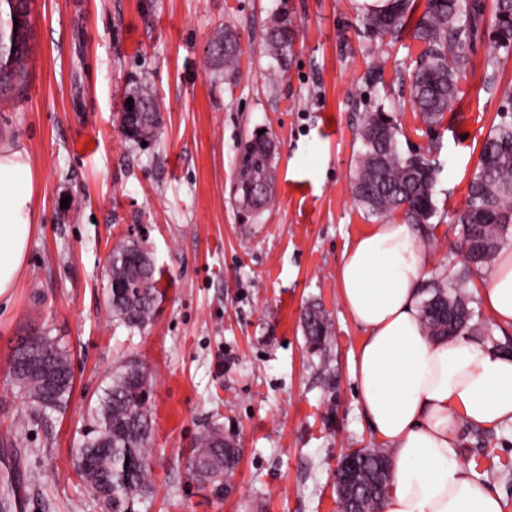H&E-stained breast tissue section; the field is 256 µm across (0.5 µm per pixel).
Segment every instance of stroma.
Returning a JSON list of instances; mask_svg holds the SVG:
<instances>
[{"instance_id": "obj_1", "label": "stroma", "mask_w": 512, "mask_h": 512, "mask_svg": "<svg viewBox=\"0 0 512 512\" xmlns=\"http://www.w3.org/2000/svg\"><path fill=\"white\" fill-rule=\"evenodd\" d=\"M297 24L285 73L263 48L271 16ZM362 0H32L22 92L0 101V145H23L38 172L37 226L26 273L0 302V476L22 512H105L73 474V450L107 377L130 360L153 376L149 458L154 492L135 512H337L334 472L347 450L373 448L352 360L362 332L339 296L337 267L371 219L353 199L359 128L377 106L402 129V153L441 143L438 215L422 241L432 275L451 274L457 218L482 144L512 116V49L478 36L459 99L429 130L410 103L408 68L421 46L368 41ZM242 55L235 80L210 58L223 27ZM376 82H368L373 69ZM146 83L161 107L158 136L126 138L129 88ZM277 145L274 201L242 221L231 193L242 140ZM68 208H61V199ZM140 226L161 292L145 330L106 310L113 246ZM469 288L480 329L471 340L512 343ZM320 305L332 328L330 379L305 342L301 317ZM50 330L72 359L63 412L26 420L9 376L15 342ZM240 448L230 484H198L187 455L211 426ZM512 512V424H461L457 460Z\"/></svg>"}]
</instances>
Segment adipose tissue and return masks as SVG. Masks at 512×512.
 <instances>
[{
    "label": "adipose tissue",
    "instance_id": "ef3b65f1",
    "mask_svg": "<svg viewBox=\"0 0 512 512\" xmlns=\"http://www.w3.org/2000/svg\"><path fill=\"white\" fill-rule=\"evenodd\" d=\"M36 177L22 147H0V299L26 270L36 224ZM431 260L414 225H369L346 245L340 298L363 330L352 364L356 394L392 481L382 512H503L501 497L454 458L460 423H512V354L466 339L436 342L421 325ZM493 321L512 326V248L481 290Z\"/></svg>",
    "mask_w": 512,
    "mask_h": 512
}]
</instances>
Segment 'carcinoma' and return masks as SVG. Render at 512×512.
<instances>
[{
    "label": "carcinoma",
    "instance_id": "1",
    "mask_svg": "<svg viewBox=\"0 0 512 512\" xmlns=\"http://www.w3.org/2000/svg\"><path fill=\"white\" fill-rule=\"evenodd\" d=\"M413 0H390L385 10L362 17L364 33L370 38L399 37L410 29L411 38L422 51L415 60L411 85L414 111L430 128L443 123L458 100L457 80L469 65L467 50L478 37L488 33L498 48L512 47V0H428L422 15L412 19ZM295 22L282 9L272 17L264 35V46L279 71H284L295 44ZM216 66L224 78L238 73L239 40L226 26L212 41ZM29 50L18 44L14 31L11 0H0V91L19 92L25 86ZM128 97L141 108L137 125L144 133L137 139L149 141L159 128V108L152 88L139 84ZM399 129L383 106L368 113L360 129L362 150L352 182L356 203L370 216L385 221L400 217L407 224L422 226L437 215L435 201L440 153L435 142L425 153L403 155L398 146ZM275 145L271 138L253 134L241 147L236 165L234 190L238 200L255 214L272 201ZM463 235L462 270L454 285L441 281L428 284V298L421 309V324L435 339H453L474 329L470 325L472 297L465 288L470 273L488 274L500 250L512 243V120H501L485 139L478 171L468 187L467 205L459 217ZM141 246L122 241L112 248L107 290L109 316L130 329L151 324L157 300L155 267L142 260ZM306 343L330 371L327 348L331 327L325 312L313 305L303 314ZM32 353L48 359L52 380L46 381L31 365L12 357L10 372L24 395L27 418L48 419L62 411L73 388L71 354L56 337L40 333L33 337ZM151 375L131 360L109 376L103 396L91 411L82 441L75 448L74 472L86 490L102 503L106 512H134L136 499L151 492L153 484L149 456L153 438L150 409ZM359 481L370 484L367 496L352 493L337 499L338 512H376L388 493L390 457L383 448L367 455L352 452ZM238 450L215 425L199 435L188 458V468L200 482H216L233 473Z\"/></svg>",
    "mask_w": 512,
    "mask_h": 512
}]
</instances>
